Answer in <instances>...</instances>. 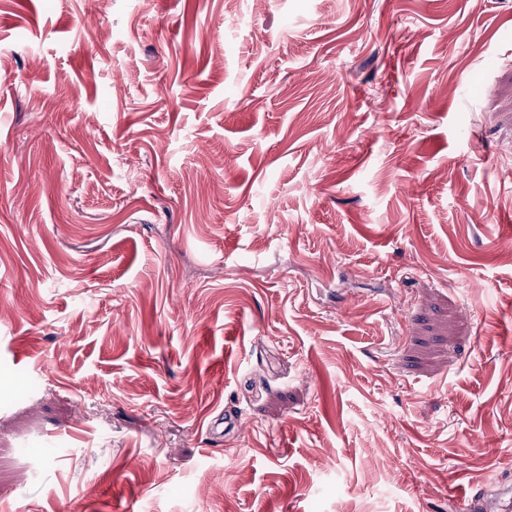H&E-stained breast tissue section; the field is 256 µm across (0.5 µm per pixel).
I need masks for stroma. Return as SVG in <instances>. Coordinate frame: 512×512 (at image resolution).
<instances>
[{"instance_id": "obj_1", "label": "stroma", "mask_w": 512, "mask_h": 512, "mask_svg": "<svg viewBox=\"0 0 512 512\" xmlns=\"http://www.w3.org/2000/svg\"><path fill=\"white\" fill-rule=\"evenodd\" d=\"M510 250L512 0H0V512L512 484Z\"/></svg>"}]
</instances>
